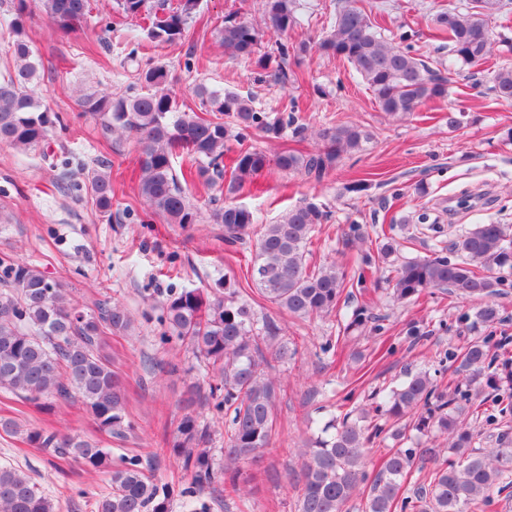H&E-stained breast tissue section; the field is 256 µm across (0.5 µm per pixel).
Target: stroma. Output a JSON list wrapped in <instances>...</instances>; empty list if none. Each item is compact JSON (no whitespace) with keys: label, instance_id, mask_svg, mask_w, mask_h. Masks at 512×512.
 Listing matches in <instances>:
<instances>
[{"label":"stroma","instance_id":"obj_1","mask_svg":"<svg viewBox=\"0 0 512 512\" xmlns=\"http://www.w3.org/2000/svg\"><path fill=\"white\" fill-rule=\"evenodd\" d=\"M386 16V36L411 45L430 67L447 64L448 42L434 37L437 10L467 0H374ZM342 0H298L297 27L288 43L316 40L330 31ZM251 22L259 28L261 49L276 51V36L266 29L259 0H199L187 36L172 45H151L142 19L126 17L117 0H93L91 13L73 33L56 30L40 12L24 18L26 39L38 63L37 92L61 125L48 144L20 151L0 145V258L36 266L61 280L86 310L103 300L125 303L135 314V329L111 336L112 367L121 373L132 426L124 450L139 454L162 483L172 484V512H188L180 491L187 481L170 443L185 414L186 385L208 387L212 378L202 358L183 346H163L159 320L169 291L206 290L230 280L258 316L280 329L279 339L295 348L286 360H271L280 395L274 406L276 431L268 448L243 465L251 493L245 502L223 491L204 497L210 512H296L301 460L297 450L316 438L345 395L363 404L372 391L390 387L408 371H435L439 384L461 378L459 365L445 361L448 351L481 339L488 331L512 336V288L497 297L495 328L477 321L480 303L447 290L432 289L418 300L394 302L389 264L378 263L354 305L366 307L370 320L353 335L340 338L336 316L297 319L279 311L256 290L250 261L255 236L235 246L224 243V227L212 223L214 201L237 203L270 223L288 208L306 201L321 204L328 217L317 225L309 245L310 264L336 263L347 277L357 276L363 253H376L382 230L396 224L397 255H431L437 239L452 240L473 225L494 221L512 226V103L490 89L495 64L512 61V0L492 20L496 38L491 62L455 76L446 99L399 119L382 112L372 93L345 61L311 52L289 55L283 85L254 61L225 55L219 31L225 21ZM136 62H129L130 49ZM160 66L182 110L206 115L210 104L196 95L198 85L251 98L254 108L274 118L294 111L311 129L303 142L291 135L270 141L250 131L245 142L229 140L228 151L247 146L275 156L287 148L316 151L315 130L359 125L370 135L360 151L344 155L336 168L315 180L269 166L243 190L215 196L202 183L188 186L202 215L187 226L149 214L138 194L139 150L135 138L107 135L100 120L82 111V95L107 90L117 95L144 91L141 70ZM461 124L449 128V112ZM106 169L112 179V207L101 211L87 188L91 171ZM364 191H352L356 181ZM427 188L419 195L417 185ZM427 213L428 224L417 221ZM360 225L369 238L362 250L348 248L343 232ZM441 225L442 235L432 232ZM338 338L335 352H322L327 338ZM0 415L15 417L22 428L41 427L77 433L109 445L77 403L40 411L0 393ZM27 472L39 489L55 499L59 512H93L108 489L105 474L52 457L0 432V464Z\"/></svg>","mask_w":512,"mask_h":512}]
</instances>
